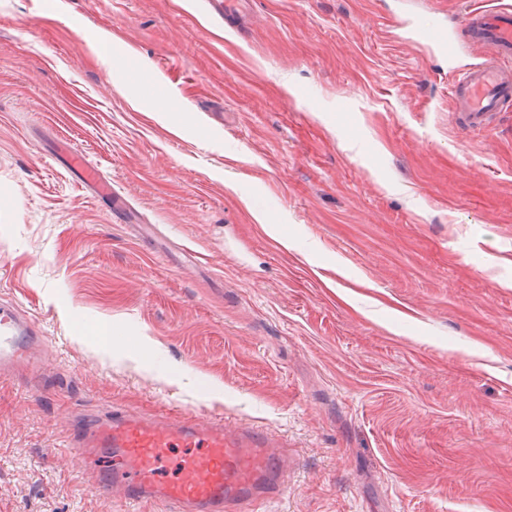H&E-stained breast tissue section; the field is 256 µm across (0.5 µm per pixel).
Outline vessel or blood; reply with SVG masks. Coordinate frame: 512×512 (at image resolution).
Listing matches in <instances>:
<instances>
[{"label":"vessel or blood","instance_id":"vessel-or-blood-1","mask_svg":"<svg viewBox=\"0 0 512 512\" xmlns=\"http://www.w3.org/2000/svg\"><path fill=\"white\" fill-rule=\"evenodd\" d=\"M421 37L456 63L463 47L486 50V58L460 69L450 87L458 129H492L512 108V9L472 8L453 27L419 23ZM71 165L84 187L108 201L124 203L98 166L79 152ZM42 342L21 310L0 303V375L41 371L34 350ZM77 459L94 467L111 454L112 467L98 486L129 505L155 503L166 512H253L288 489V455L272 435L251 426H228L199 415L175 420L141 416L119 408L77 423H61Z\"/></svg>","mask_w":512,"mask_h":512}]
</instances>
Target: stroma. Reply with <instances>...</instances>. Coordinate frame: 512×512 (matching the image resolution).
Segmentation results:
<instances>
[{"label":"stroma","instance_id":"35a3bbf8","mask_svg":"<svg viewBox=\"0 0 512 512\" xmlns=\"http://www.w3.org/2000/svg\"><path fill=\"white\" fill-rule=\"evenodd\" d=\"M465 7L0 0V302L45 338L0 377V512H163L60 426L115 407L278 436L258 512H512V111L459 131L411 28ZM71 165L81 175L82 185L91 190L97 198L107 200L114 214L123 210L124 203L112 191V182L102 174L96 164L73 149L71 151Z\"/></svg>","mask_w":512,"mask_h":512}]
</instances>
